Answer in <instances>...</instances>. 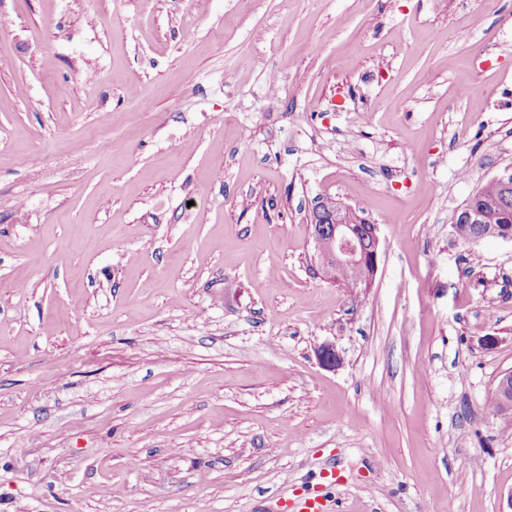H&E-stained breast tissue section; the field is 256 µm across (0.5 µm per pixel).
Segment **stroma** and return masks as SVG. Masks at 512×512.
<instances>
[{
  "label": "stroma",
  "instance_id": "1",
  "mask_svg": "<svg viewBox=\"0 0 512 512\" xmlns=\"http://www.w3.org/2000/svg\"><path fill=\"white\" fill-rule=\"evenodd\" d=\"M508 166L512 0H0V512H506ZM500 193L499 185L491 179L469 197L464 207L469 206L471 209L477 210L486 208L489 202L494 201ZM316 213L323 215L321 219L310 220L317 270L336 266L356 287L371 283L379 260L377 225L366 221V231L372 237L373 245L363 250L360 246L362 229L360 224L351 223L350 219L356 212L350 206L334 197H323L316 204ZM336 268L325 274L334 282L347 283L345 275L336 272ZM290 512H327V505L322 501V496L310 489L305 493L296 495L292 500L287 499L285 509Z\"/></svg>",
  "mask_w": 512,
  "mask_h": 512
}]
</instances>
